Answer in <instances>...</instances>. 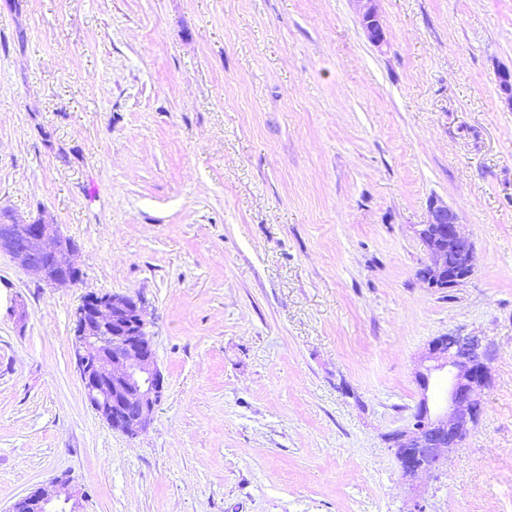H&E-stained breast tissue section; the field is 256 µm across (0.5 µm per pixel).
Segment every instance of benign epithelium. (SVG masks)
<instances>
[{
  "label": "benign epithelium",
  "instance_id": "7a95c632",
  "mask_svg": "<svg viewBox=\"0 0 512 512\" xmlns=\"http://www.w3.org/2000/svg\"><path fill=\"white\" fill-rule=\"evenodd\" d=\"M357 2L368 39L381 45L384 31L375 0ZM418 235L431 256L419 275L430 287L455 288L472 276L474 244L462 233L459 217L448 205L433 203ZM0 252L38 272L50 285L79 283L75 245L56 224L5 215L0 220ZM72 351L88 403L112 429L131 438L147 429L165 382L139 300L120 294H86L74 312ZM426 359L435 365L415 372L422 398L411 422L389 437L402 476L413 490L421 475L448 466L450 455L477 424L480 395L491 383L487 347L479 336H439L430 343ZM443 368L448 369V396L432 404L427 395L430 377L432 371ZM53 484L52 495L38 490L21 497L29 512H81L70 482L57 477Z\"/></svg>",
  "mask_w": 512,
  "mask_h": 512
}]
</instances>
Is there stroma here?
Segmentation results:
<instances>
[{
    "mask_svg": "<svg viewBox=\"0 0 512 512\" xmlns=\"http://www.w3.org/2000/svg\"><path fill=\"white\" fill-rule=\"evenodd\" d=\"M0 0V211L58 224L76 287L0 253V512L68 476L84 512H410L388 434L437 336L485 337L478 426L425 512H512V0ZM459 215L473 275L418 235ZM139 296L165 394L131 438L71 348ZM355 1L361 3L362 25L368 39L377 46L381 45L384 42V31L374 5L375 0ZM460 226L457 213L447 204L432 203L428 220L418 231L431 256L419 275L431 288L458 287L474 272V244Z\"/></svg>",
    "mask_w": 512,
    "mask_h": 512,
    "instance_id": "35a3bbf8",
    "label": "stroma"
}]
</instances>
